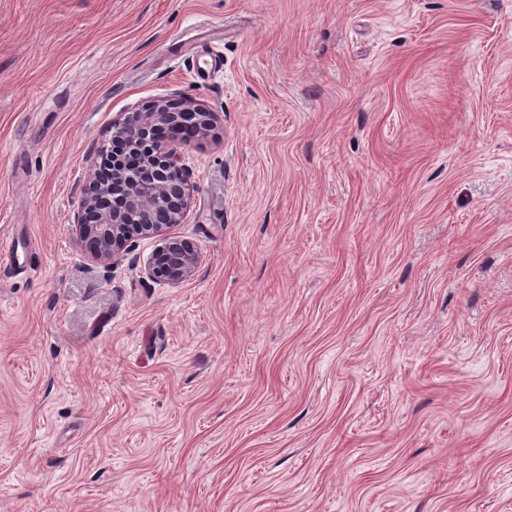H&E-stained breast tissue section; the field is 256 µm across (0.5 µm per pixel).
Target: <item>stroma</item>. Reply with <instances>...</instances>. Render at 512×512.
<instances>
[{
	"instance_id": "35a3bbf8",
	"label": "stroma",
	"mask_w": 512,
	"mask_h": 512,
	"mask_svg": "<svg viewBox=\"0 0 512 512\" xmlns=\"http://www.w3.org/2000/svg\"><path fill=\"white\" fill-rule=\"evenodd\" d=\"M174 98L177 286L73 234ZM17 229L0 512H512V0H0Z\"/></svg>"
}]
</instances>
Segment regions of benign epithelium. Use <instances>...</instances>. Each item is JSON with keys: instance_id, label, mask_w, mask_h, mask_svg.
Returning <instances> with one entry per match:
<instances>
[{"instance_id": "7a95c632", "label": "benign epithelium", "mask_w": 512, "mask_h": 512, "mask_svg": "<svg viewBox=\"0 0 512 512\" xmlns=\"http://www.w3.org/2000/svg\"><path fill=\"white\" fill-rule=\"evenodd\" d=\"M214 119V113L183 100H164L124 112L114 122L112 138L120 140L141 163L112 168V181L107 185L98 177L106 150L90 163L73 227L77 240L93 259L117 263L130 252L135 240L150 238L155 248L144 269L149 278L176 286L192 276L202 261L201 252L193 242L169 233L181 222L188 205L191 174L180 163L178 147L164 145V132L189 129L205 134ZM155 209L167 213V223L150 222Z\"/></svg>"}]
</instances>
